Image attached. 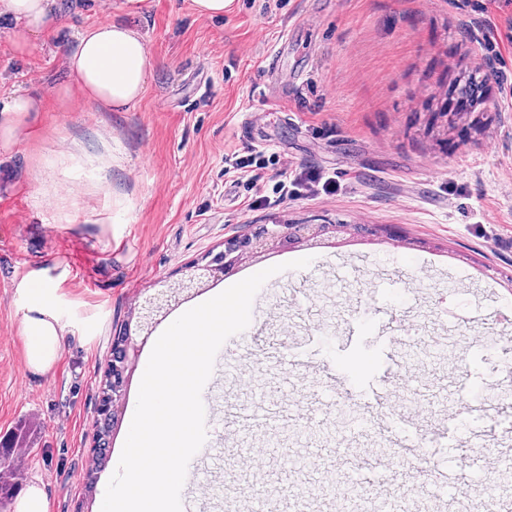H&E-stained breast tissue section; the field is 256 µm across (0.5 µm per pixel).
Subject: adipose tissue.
Returning a JSON list of instances; mask_svg holds the SVG:
<instances>
[{"label":"adipose tissue","instance_id":"1","mask_svg":"<svg viewBox=\"0 0 512 512\" xmlns=\"http://www.w3.org/2000/svg\"><path fill=\"white\" fill-rule=\"evenodd\" d=\"M8 24L13 45L26 55L35 42L60 25L53 0H0V23ZM69 81L42 92L0 94V112H42L49 100L69 103L82 99L108 109H121L139 100L156 67L144 33L115 18L79 33L65 55ZM25 312L21 321L24 360L28 371L45 375L57 366L63 349V328L49 304L50 286L40 277L23 281Z\"/></svg>","mask_w":512,"mask_h":512}]
</instances>
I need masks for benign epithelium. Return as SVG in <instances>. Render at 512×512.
<instances>
[{"mask_svg": "<svg viewBox=\"0 0 512 512\" xmlns=\"http://www.w3.org/2000/svg\"><path fill=\"white\" fill-rule=\"evenodd\" d=\"M346 228L344 224H276L258 233L253 238H233L224 241V250L218 262L210 260L204 264L195 261L181 266L180 288L185 292H200L210 283L219 280L225 272L239 266L246 259L273 249H282L297 244L316 242L318 239L334 235ZM164 280L156 283L155 291L138 303V335L148 337L154 327L164 319L174 298L167 291ZM140 353V345L127 330L112 340V413H117L123 395L128 373L134 368Z\"/></svg>", "mask_w": 512, "mask_h": 512, "instance_id": "benign-epithelium-1", "label": "benign epithelium"}]
</instances>
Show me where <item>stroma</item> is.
I'll return each instance as SVG.
<instances>
[{
    "instance_id": "stroma-1",
    "label": "stroma",
    "mask_w": 512,
    "mask_h": 512,
    "mask_svg": "<svg viewBox=\"0 0 512 512\" xmlns=\"http://www.w3.org/2000/svg\"><path fill=\"white\" fill-rule=\"evenodd\" d=\"M61 28L28 58L0 25V89L44 90L67 80L65 53L87 26L125 15L127 0H57ZM157 65L145 94L122 111L81 100L66 109L0 114V438L28 424L21 487L47 494L51 512H99L132 419L133 372L94 465L100 388L122 324L158 280L219 253L233 237L272 224H383L398 240L341 234L274 250L218 281L287 264L254 298L242 353L219 349L202 391L207 439L189 471L208 470L214 499L193 481L182 512H243L241 448L264 451L256 479L274 497L303 496L304 512H336L313 495L413 432L415 455L364 484L403 512L430 492L423 469L450 485L432 512H457L463 474L512 486L495 459L512 450V0H234L200 18L190 0H141L133 18ZM476 74L474 106L455 86ZM260 152L289 176L336 178L332 195L272 199L277 166L263 169L265 202L247 207L231 156ZM310 258L303 269L290 261ZM44 277L64 329L52 374L26 368L20 282ZM235 361L240 375L224 376ZM293 408L303 428L250 418L253 389ZM370 420L347 427L345 448L318 453L339 409ZM472 428L477 444L458 440ZM313 455L312 474L283 457ZM97 469L94 490L87 474Z\"/></svg>"
}]
</instances>
